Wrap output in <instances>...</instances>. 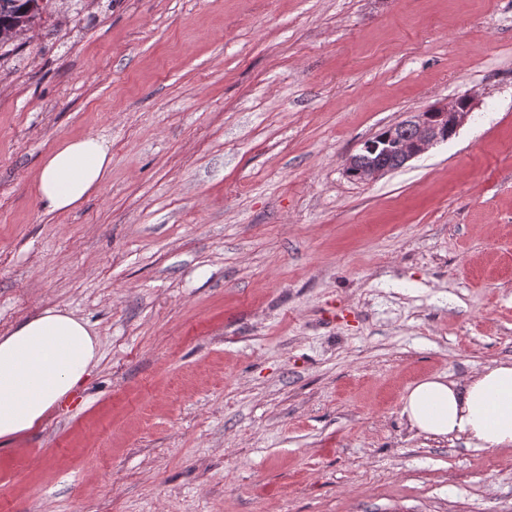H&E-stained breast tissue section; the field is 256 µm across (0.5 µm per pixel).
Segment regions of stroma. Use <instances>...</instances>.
<instances>
[{
	"mask_svg": "<svg viewBox=\"0 0 512 512\" xmlns=\"http://www.w3.org/2000/svg\"><path fill=\"white\" fill-rule=\"evenodd\" d=\"M466 92L453 138L345 174ZM86 133L111 175L47 212ZM50 308L100 358L0 441V512H512V448L401 415L512 360V0H52L0 51V336ZM112 170L109 142L98 134L65 141L48 153L33 178L41 206L48 212L79 208L107 181ZM378 150V145L375 146L374 144H368L361 149L360 154L362 155L365 154V151H369L372 153L371 158L363 159L360 158L361 155H357L356 157L350 155L347 157L344 166L349 177H357L359 182L364 183L376 180L391 171L392 168L389 165H385L381 162V159L386 156V152L379 157L372 159V156H374ZM355 166L358 169H354Z\"/></svg>",
	"mask_w": 512,
	"mask_h": 512,
	"instance_id": "stroma-1",
	"label": "stroma"
}]
</instances>
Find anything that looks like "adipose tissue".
Returning <instances> with one entry per match:
<instances>
[{"mask_svg":"<svg viewBox=\"0 0 512 512\" xmlns=\"http://www.w3.org/2000/svg\"><path fill=\"white\" fill-rule=\"evenodd\" d=\"M111 170L109 142L90 133L48 153L33 185L46 211L68 212L97 192ZM98 360L95 334L67 310H45L0 336V440L40 427ZM401 414L421 434L475 449L512 448V361L484 366L463 382L426 377L409 389Z\"/></svg>","mask_w":512,"mask_h":512,"instance_id":"1","label":"adipose tissue"}]
</instances>
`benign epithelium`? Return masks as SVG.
<instances>
[{
    "mask_svg": "<svg viewBox=\"0 0 512 512\" xmlns=\"http://www.w3.org/2000/svg\"><path fill=\"white\" fill-rule=\"evenodd\" d=\"M475 105V97L466 93L449 101L437 102L421 112L409 113L404 120L393 125L395 129L410 127L415 131L413 139L400 145L397 161L404 165L434 145L447 141L443 131L450 128L452 133H457L474 111ZM344 166L350 177H356L362 183L373 181L391 171V167L383 164L379 157L363 159L351 155L346 158Z\"/></svg>",
    "mask_w": 512,
    "mask_h": 512,
    "instance_id": "benign-epithelium-1",
    "label": "benign epithelium"
}]
</instances>
